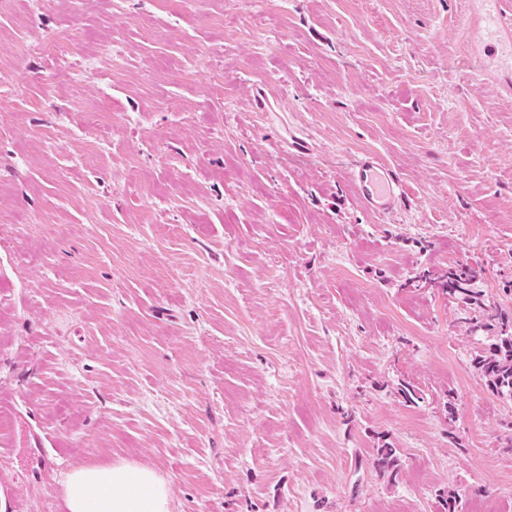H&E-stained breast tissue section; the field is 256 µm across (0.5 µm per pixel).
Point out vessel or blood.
<instances>
[{"instance_id":"obj_1","label":"vessel or blood","mask_w":512,"mask_h":512,"mask_svg":"<svg viewBox=\"0 0 512 512\" xmlns=\"http://www.w3.org/2000/svg\"><path fill=\"white\" fill-rule=\"evenodd\" d=\"M488 7L480 19L485 38L482 55L502 65L512 64V24L501 10L503 0H486ZM348 176L362 202L371 210L385 214L396 208L403 187L396 171L372 154H364L349 166Z\"/></svg>"}]
</instances>
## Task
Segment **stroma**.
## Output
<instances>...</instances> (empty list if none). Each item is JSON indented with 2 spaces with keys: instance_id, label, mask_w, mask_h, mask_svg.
<instances>
[{
  "instance_id": "stroma-1",
  "label": "stroma",
  "mask_w": 512,
  "mask_h": 512,
  "mask_svg": "<svg viewBox=\"0 0 512 512\" xmlns=\"http://www.w3.org/2000/svg\"><path fill=\"white\" fill-rule=\"evenodd\" d=\"M464 10L0 0V512L103 462L173 512H512V401L438 285L512 315V96ZM348 176L362 202L379 214L396 208L403 197V187L396 171L372 154H363L349 166Z\"/></svg>"
}]
</instances>
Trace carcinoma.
I'll list each match as a JSON object with an SVG mask.
<instances>
[{"mask_svg": "<svg viewBox=\"0 0 512 512\" xmlns=\"http://www.w3.org/2000/svg\"><path fill=\"white\" fill-rule=\"evenodd\" d=\"M477 272L470 267H461L448 274V295L459 302L478 308L474 316L472 330H496L493 342L475 357V365L499 397L512 401V320L501 313L486 308L481 294L472 285ZM376 465L379 470L395 476L398 473L399 460L396 449L383 445L377 449Z\"/></svg>", "mask_w": 512, "mask_h": 512, "instance_id": "cac0c4a2", "label": "carcinoma"}]
</instances>
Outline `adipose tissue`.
<instances>
[{
  "mask_svg": "<svg viewBox=\"0 0 512 512\" xmlns=\"http://www.w3.org/2000/svg\"><path fill=\"white\" fill-rule=\"evenodd\" d=\"M65 512H172L169 483L131 464L79 465L63 482Z\"/></svg>",
  "mask_w": 512,
  "mask_h": 512,
  "instance_id": "adipose-tissue-1",
  "label": "adipose tissue"
}]
</instances>
